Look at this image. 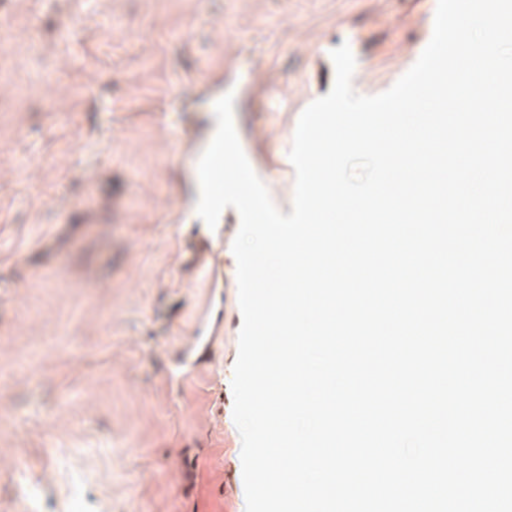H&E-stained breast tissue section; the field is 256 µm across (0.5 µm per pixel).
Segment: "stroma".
I'll list each match as a JSON object with an SVG mask.
<instances>
[{
  "label": "stroma",
  "mask_w": 512,
  "mask_h": 512,
  "mask_svg": "<svg viewBox=\"0 0 512 512\" xmlns=\"http://www.w3.org/2000/svg\"><path fill=\"white\" fill-rule=\"evenodd\" d=\"M437 0H0V512H245L242 316L198 161L234 94L290 213L302 111L349 44L389 89Z\"/></svg>",
  "instance_id": "stroma-1"
}]
</instances>
